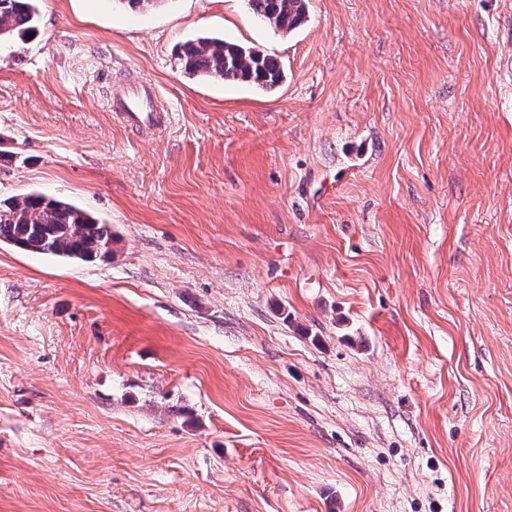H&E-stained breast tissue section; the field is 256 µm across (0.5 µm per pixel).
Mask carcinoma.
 <instances>
[{
  "label": "carcinoma",
  "mask_w": 512,
  "mask_h": 512,
  "mask_svg": "<svg viewBox=\"0 0 512 512\" xmlns=\"http://www.w3.org/2000/svg\"><path fill=\"white\" fill-rule=\"evenodd\" d=\"M37 0H0V43L23 40L34 33ZM260 21L288 33L306 20V0H247ZM185 70L226 81H244L268 90L280 84L279 62L252 48L217 37H204L182 45ZM84 262L112 258V227L86 211L41 194L0 200V244Z\"/></svg>",
  "instance_id": "cac0c4a2"
}]
</instances>
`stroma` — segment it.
Segmentation results:
<instances>
[{"mask_svg":"<svg viewBox=\"0 0 512 512\" xmlns=\"http://www.w3.org/2000/svg\"><path fill=\"white\" fill-rule=\"evenodd\" d=\"M0 45V512H512V0H38ZM278 60L262 90L187 41ZM157 87L171 123L107 102ZM260 21L288 33L306 20V0H247ZM180 58L189 73L244 81L263 90L277 86L284 78L279 62L272 56L217 37L184 43ZM110 108L112 112H117L126 125L135 130H161L169 116L168 113L158 112L155 105V90L147 84L131 87L114 97ZM84 262L112 257L111 224L86 211L41 194L0 200V244Z\"/></svg>","mask_w":512,"mask_h":512,"instance_id":"obj_1","label":"stroma"}]
</instances>
